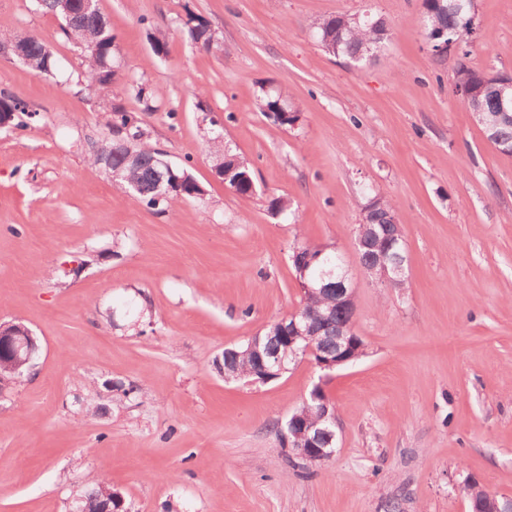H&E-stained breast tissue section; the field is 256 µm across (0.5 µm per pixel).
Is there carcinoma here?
<instances>
[{
	"instance_id": "obj_1",
	"label": "carcinoma",
	"mask_w": 512,
	"mask_h": 512,
	"mask_svg": "<svg viewBox=\"0 0 512 512\" xmlns=\"http://www.w3.org/2000/svg\"><path fill=\"white\" fill-rule=\"evenodd\" d=\"M38 7L50 12L62 20L61 30L83 58L86 66L85 78L87 88L107 95L115 87L116 35L100 12L95 7L90 11L80 9L70 16L58 8V0H36ZM426 18V37L430 42H453L466 58L470 55L472 43L465 36L475 28L474 0H422ZM317 40L326 49L337 56L346 57L354 62H362L375 56L390 35V28L382 17H352L338 14L322 19L317 26ZM184 33L190 42L197 47L211 51L223 50L224 42L219 34L211 28L202 16L191 11L187 12L184 22ZM147 39L152 52L157 57L167 53L165 35L146 29ZM22 49L28 59V67L39 76L54 77L58 71L57 61L53 53L44 51L43 40L32 36L25 40ZM453 88L464 92L463 102L474 115L475 120L483 127L488 140L504 148L512 145V118L501 114L497 101V92L487 81L486 73L469 67L466 63H458ZM125 93L133 96L143 105V111H152V92L148 85L134 82L124 86ZM258 108L273 118L281 126H292L298 120V114L288 110L283 95L280 93L266 94L259 99ZM16 112L25 116L30 113L23 107V102L16 96L0 91V113ZM214 126L209 138L211 154L215 161H224V183L240 196L253 194L251 184L254 183L252 168L239 155L227 148L224 143L223 131L215 129L217 121L210 120ZM105 127L110 136L92 143L90 160L99 165L104 159L112 161V171L117 173L116 182L128 188L134 197L149 209L159 206L173 208L179 202L193 198L201 199L205 195L204 188L193 178L187 168H177L181 182L166 191L159 186L162 171L161 150L153 148L147 142L146 130L136 121V117L121 104H114L106 113ZM135 138L136 160L127 161L126 154L119 145L121 141ZM363 208L373 209L379 218L390 216L397 221L393 205L382 197L373 196L363 204ZM336 290L329 289L315 294L303 291L299 310L306 313L313 323L321 322L335 307ZM229 353L232 365L243 378L251 377L254 370V355L247 345L240 344L225 349ZM112 491L106 479H96L84 495L83 506L88 512H94L99 498Z\"/></svg>"
}]
</instances>
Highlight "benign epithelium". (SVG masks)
Wrapping results in <instances>:
<instances>
[{"label":"benign epithelium","mask_w":512,"mask_h":512,"mask_svg":"<svg viewBox=\"0 0 512 512\" xmlns=\"http://www.w3.org/2000/svg\"><path fill=\"white\" fill-rule=\"evenodd\" d=\"M362 219L357 227L354 247L356 252H361L370 247L379 233L387 232L390 228H400V225L376 224L372 221L371 212L361 211ZM397 235L389 236L386 246L378 249L375 265L372 268L374 279L386 288H393L405 276V259L402 254L394 250ZM320 288L336 289V308L345 312L348 316L340 330L336 331L334 341L336 343V358H318L319 352L314 346L317 334H307L301 328V321L297 316L283 318L273 324L272 332L279 335L287 345L288 352L294 357V361L313 358V363L321 370H332L351 361L348 356L352 349L351 338L357 337L353 330L354 317L356 315V290L352 280L346 271L336 272L329 270L322 272L316 282ZM314 286V287H316ZM314 287H307V291H314ZM302 339L306 345L294 348L297 340ZM38 337L21 323H0V393L9 388L16 380V376L22 374V370H31L40 355ZM287 372L284 359L275 357L269 361L258 359L257 369L253 372L255 381L268 383L279 378ZM288 434L287 446L294 447V453L300 458L316 457L325 462L332 458L336 447V413L331 410L328 403H323L315 408L311 415L305 417L294 413L289 416L286 423Z\"/></svg>","instance_id":"7a95c632"}]
</instances>
